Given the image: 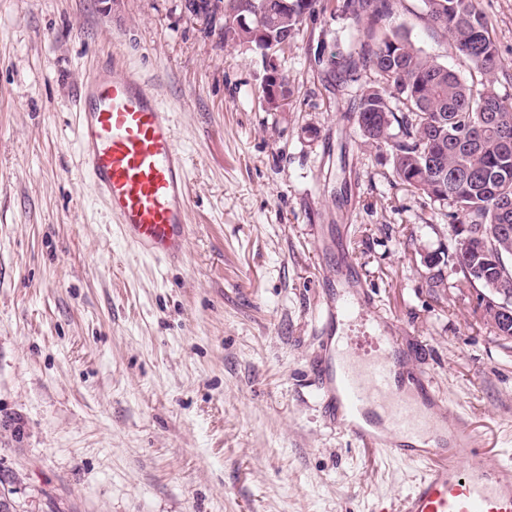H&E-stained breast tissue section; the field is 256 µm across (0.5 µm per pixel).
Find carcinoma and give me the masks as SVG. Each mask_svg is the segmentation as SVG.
Here are the masks:
<instances>
[{
	"label": "carcinoma",
	"instance_id": "carcinoma-1",
	"mask_svg": "<svg viewBox=\"0 0 512 512\" xmlns=\"http://www.w3.org/2000/svg\"><path fill=\"white\" fill-rule=\"evenodd\" d=\"M226 43L277 53L296 39L318 0H253L247 26L240 0H223ZM419 18L449 38L471 66V81L426 56L407 28L395 23L402 0H342L340 11L363 35L358 52L333 54V72L371 77L357 106L366 142L392 150L397 178L434 202L455 209L453 270L481 288L500 284L512 295V101L495 91L502 69L479 0H419ZM289 104L288 75L264 84Z\"/></svg>",
	"mask_w": 512,
	"mask_h": 512
}]
</instances>
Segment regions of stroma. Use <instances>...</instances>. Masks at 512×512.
<instances>
[{
	"label": "stroma",
	"instance_id": "stroma-1",
	"mask_svg": "<svg viewBox=\"0 0 512 512\" xmlns=\"http://www.w3.org/2000/svg\"><path fill=\"white\" fill-rule=\"evenodd\" d=\"M341 3L279 55L293 96L267 111L259 52L179 0H0V472L16 512H400L420 465L327 424L312 388L340 251L447 406L512 456V339L452 270L448 205L399 182L360 135L359 83L312 60L358 49ZM480 3L512 99V0ZM398 20L469 79L449 39ZM116 53L185 155L179 263L127 244L81 172L74 97Z\"/></svg>",
	"mask_w": 512,
	"mask_h": 512
}]
</instances>
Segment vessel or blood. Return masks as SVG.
Instances as JSON below:
<instances>
[{
	"instance_id": "obj_1",
	"label": "vessel or blood",
	"mask_w": 512,
	"mask_h": 512,
	"mask_svg": "<svg viewBox=\"0 0 512 512\" xmlns=\"http://www.w3.org/2000/svg\"><path fill=\"white\" fill-rule=\"evenodd\" d=\"M76 136L83 170L124 240L159 261L181 257L190 233L185 158L169 113L120 57L87 78ZM359 279L337 257L324 355L310 365L327 420L382 457L422 464L401 512H512V460L483 448L430 374H410L408 350L380 315L365 320L373 357L356 360L345 326L360 307Z\"/></svg>"
}]
</instances>
